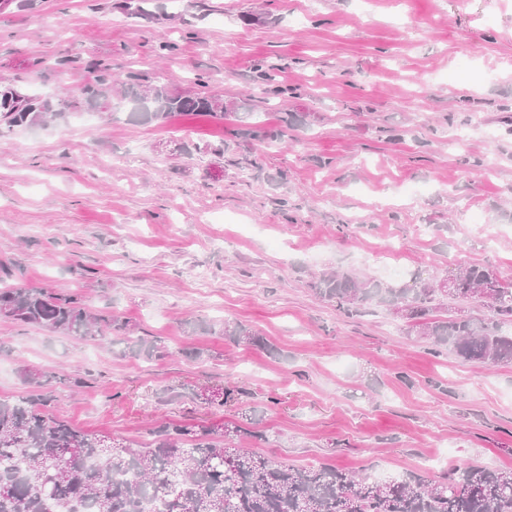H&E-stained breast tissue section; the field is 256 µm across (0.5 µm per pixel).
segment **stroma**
Instances as JSON below:
<instances>
[{"label":"stroma","mask_w":512,"mask_h":512,"mask_svg":"<svg viewBox=\"0 0 512 512\" xmlns=\"http://www.w3.org/2000/svg\"><path fill=\"white\" fill-rule=\"evenodd\" d=\"M126 2L13 0L0 83L55 98L101 62L113 97L134 73L206 84L242 114L155 125L84 107L0 135V285L77 294L159 352L0 318V399L25 396L33 368L53 376V414L127 444L236 421L291 465L512 469V364L433 357L386 308L348 318L307 287L332 270L512 279V0H147L143 16ZM260 59L280 67L276 95ZM282 124L280 144L255 135ZM204 144L224 151L197 157ZM227 320L268 348L225 339ZM227 384L244 391L230 406L192 397ZM166 386L182 399L160 402Z\"/></svg>","instance_id":"1"}]
</instances>
